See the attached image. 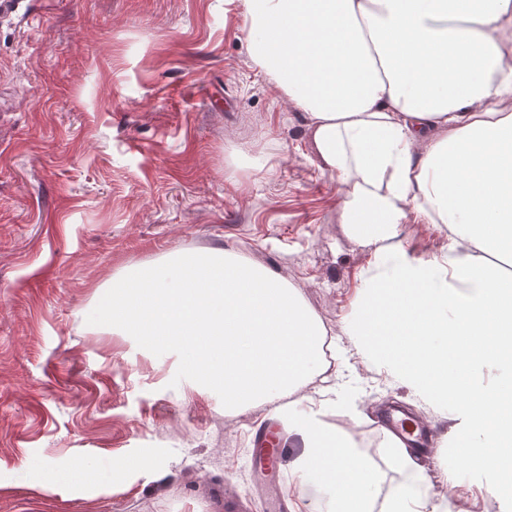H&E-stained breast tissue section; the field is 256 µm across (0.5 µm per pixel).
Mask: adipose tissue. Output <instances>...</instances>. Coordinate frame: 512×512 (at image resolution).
I'll return each mask as SVG.
<instances>
[{
    "mask_svg": "<svg viewBox=\"0 0 512 512\" xmlns=\"http://www.w3.org/2000/svg\"><path fill=\"white\" fill-rule=\"evenodd\" d=\"M252 63L301 112L335 177L347 238L380 269L342 333L452 414L467 479L512 497V0H228ZM442 226L428 258L403 224ZM94 326L177 350L225 413L288 402L300 485L327 512H452L392 459L379 471L303 390L328 370V331L299 289L224 250L113 276Z\"/></svg>",
    "mask_w": 512,
    "mask_h": 512,
    "instance_id": "ef3b65f1",
    "label": "adipose tissue"
}]
</instances>
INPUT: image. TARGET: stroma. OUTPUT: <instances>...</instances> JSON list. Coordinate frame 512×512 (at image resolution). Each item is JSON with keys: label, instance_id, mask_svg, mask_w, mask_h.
<instances>
[{"label": "stroma", "instance_id": "stroma-1", "mask_svg": "<svg viewBox=\"0 0 512 512\" xmlns=\"http://www.w3.org/2000/svg\"><path fill=\"white\" fill-rule=\"evenodd\" d=\"M337 196L224 0H19L0 18V512H270L251 444L270 409L225 415L177 353L88 322L120 269L180 249L234 251L303 292L338 337L335 383L309 389L324 422L399 482L378 407L440 437L454 421L342 336L374 269ZM48 468L73 478L40 492ZM421 470L453 512H512L459 478L454 448Z\"/></svg>", "mask_w": 512, "mask_h": 512}]
</instances>
